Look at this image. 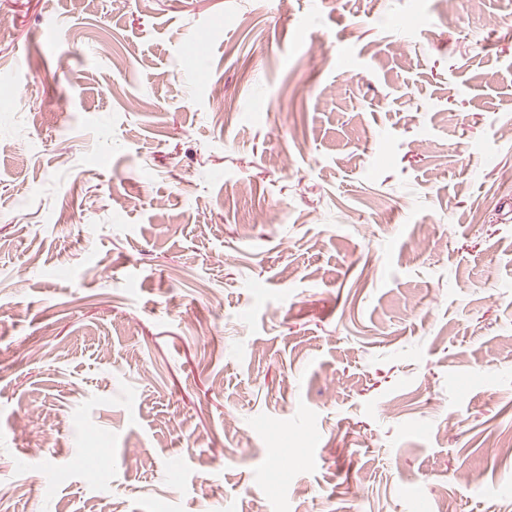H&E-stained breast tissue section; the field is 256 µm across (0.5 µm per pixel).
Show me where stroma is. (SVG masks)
Here are the masks:
<instances>
[{
	"label": "stroma",
	"mask_w": 512,
	"mask_h": 512,
	"mask_svg": "<svg viewBox=\"0 0 512 512\" xmlns=\"http://www.w3.org/2000/svg\"><path fill=\"white\" fill-rule=\"evenodd\" d=\"M1 14L0 512L512 505V0Z\"/></svg>",
	"instance_id": "stroma-1"
}]
</instances>
